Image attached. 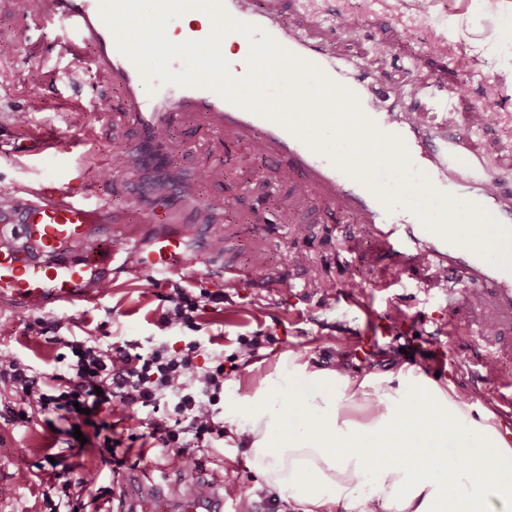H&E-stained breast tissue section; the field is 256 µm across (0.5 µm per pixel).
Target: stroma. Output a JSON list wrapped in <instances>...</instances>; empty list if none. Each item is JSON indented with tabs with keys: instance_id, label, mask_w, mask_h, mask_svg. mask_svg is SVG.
Here are the masks:
<instances>
[{
	"instance_id": "1",
	"label": "stroma",
	"mask_w": 512,
	"mask_h": 512,
	"mask_svg": "<svg viewBox=\"0 0 512 512\" xmlns=\"http://www.w3.org/2000/svg\"><path fill=\"white\" fill-rule=\"evenodd\" d=\"M289 20L319 23L318 33L341 57L363 60L379 69L393 98L420 112L443 113L449 126L476 125V148L488 158L494 178L512 188V0H429V14H416L412 0H281ZM338 19L336 27L327 22ZM31 20L18 0H0V42L13 51L0 56V200H13L20 187L47 176L65 178L70 144L81 131L103 129L101 155L93 163L97 190L111 196L114 208L128 207V184L139 180L164 183L165 172L125 164L138 132L122 117L118 93L107 80L91 81L80 90L62 79L72 69L60 46L75 43L79 32L63 24L42 27L40 54H31L22 31ZM436 44L440 55H423ZM50 100L77 98L88 110L78 124L59 126L53 155H29L27 118L32 93ZM160 145L170 166L189 182L191 195L221 205L224 218L209 225L206 246L216 249L222 264L249 270L248 280L228 284L223 278L195 272L190 283L220 291L219 309L206 310L199 332L161 327L162 298L178 277L155 281L152 272L115 264L101 304L72 312L78 329L93 338L165 344L180 349L191 339L204 345L198 365L224 363V394L219 403L225 420L238 419L239 398L254 391L261 379L280 372L289 352H304L311 364H342L353 374L405 370L427 381H452L479 407H494L500 369L485 361L482 350L466 336L448 341L438 333L441 320L463 318L465 309L449 310L448 290L416 277L413 268L396 266L402 283L381 289L384 261L359 234L357 248L341 241L332 220L313 196L294 189L287 169L268 168L264 159L233 137H219L199 116L174 123ZM24 150L14 161L10 149ZM301 277L303 287H289ZM357 303L345 305L344 296ZM373 317H366L365 309ZM29 313L0 315V350L42 371L54 365L59 349L46 337L24 335ZM260 336L264 342L247 354L240 340ZM444 351V373L434 367ZM484 360V379L473 382L474 361ZM65 451L44 422L21 427L0 420V467L8 475L0 484V512H46L35 475L48 448ZM141 471L174 490L196 480L224 486L228 512H278L274 493L251 468L245 440L225 432L202 460L186 471L148 452Z\"/></svg>"
}]
</instances>
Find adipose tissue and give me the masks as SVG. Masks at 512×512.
<instances>
[{"mask_svg": "<svg viewBox=\"0 0 512 512\" xmlns=\"http://www.w3.org/2000/svg\"><path fill=\"white\" fill-rule=\"evenodd\" d=\"M209 50L258 87L285 63L212 28ZM288 375L244 395L236 431L288 512H512V433L453 383L411 372L364 377L289 352ZM366 406L367 420L350 416Z\"/></svg>", "mask_w": 512, "mask_h": 512, "instance_id": "1", "label": "adipose tissue"}]
</instances>
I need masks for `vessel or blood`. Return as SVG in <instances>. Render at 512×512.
I'll return each mask as SVG.
<instances>
[{"label": "vessel or blood", "mask_w": 512, "mask_h": 512, "mask_svg": "<svg viewBox=\"0 0 512 512\" xmlns=\"http://www.w3.org/2000/svg\"><path fill=\"white\" fill-rule=\"evenodd\" d=\"M100 0H29V9L49 21L76 24L80 40L64 45L73 57L90 56L96 72L108 78L122 95V110L142 137L131 144L128 164H154L152 139L174 118L198 115L219 136L245 139L260 150L269 166L287 160L296 187L312 192L335 220L339 235L355 242L354 225H363L376 248L394 265L430 266L435 275L461 281L478 290L471 300V323L449 322V336H472L488 355L512 366V334L504 325L512 320V272L496 268L475 253L453 245L423 228L406 209L387 210L358 181L337 169L330 159L310 150L299 138L275 122L247 112L203 88L157 86L147 93L137 68L116 47L99 15ZM234 18L261 26L283 47L315 63L333 81L351 89L364 114L384 133L400 136L413 165L438 190L480 204L500 223L512 226V193L502 190L490 174L489 161L474 149L468 133L431 128L417 112H384L376 98L380 74L358 62L338 64L325 43L299 32L269 0H224ZM95 144L78 139L77 157L66 179L45 177L23 196L0 206V303L18 311L67 313L98 305L94 287L98 276L114 264L123 250L136 246L141 230L158 220L170 224H201L214 212L207 198L195 205L172 195L164 218H157L147 201L151 190L135 184L129 201L139 216L126 223L112 213V200L92 183L87 156ZM182 235L158 236L154 247L141 254V264L152 271H182ZM224 494L217 486L169 497L153 479L130 473L119 496L117 512H224Z\"/></svg>", "instance_id": "b4317fda"}]
</instances>
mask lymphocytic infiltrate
Returning a JSON list of instances; mask_svg holds the SVG:
<instances>
[{
	"label": "lymphocytic infiltrate",
	"instance_id": "1",
	"mask_svg": "<svg viewBox=\"0 0 512 512\" xmlns=\"http://www.w3.org/2000/svg\"><path fill=\"white\" fill-rule=\"evenodd\" d=\"M165 300L161 326L197 332L201 312L222 304L224 295L179 285ZM73 325V320L62 316L39 317L25 325L27 332L50 336L52 343L62 347L51 371L38 374L19 357L0 354V383L8 385L13 396L5 405L11 424L53 418L71 450L81 446L73 436L75 427L94 428L104 435L101 463L115 472L123 465L115 454L123 440L113 437L114 426L103 413L118 406L128 419L146 416L143 442L172 455L184 469L197 468L207 448L224 437L217 409L224 391L223 365L198 366L203 346L197 340L177 351L126 340L103 344L76 334ZM165 403L172 404V413L162 412ZM70 472L67 466L54 471L49 491L42 494L49 512H83L86 483L71 478Z\"/></svg>",
	"mask_w": 512,
	"mask_h": 512
}]
</instances>
